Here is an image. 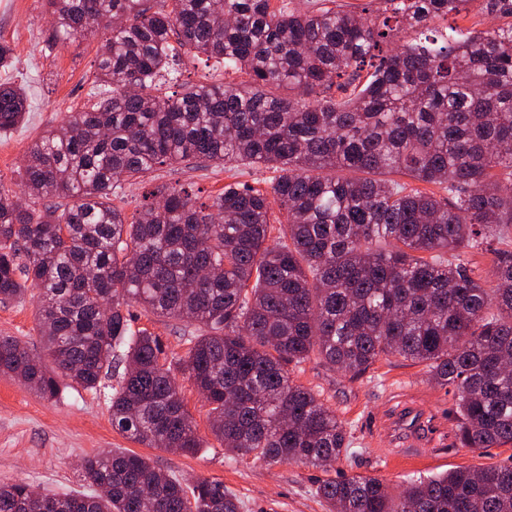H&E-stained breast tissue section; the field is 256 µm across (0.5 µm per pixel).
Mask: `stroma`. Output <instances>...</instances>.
Returning a JSON list of instances; mask_svg holds the SVG:
<instances>
[{
    "mask_svg": "<svg viewBox=\"0 0 512 512\" xmlns=\"http://www.w3.org/2000/svg\"><path fill=\"white\" fill-rule=\"evenodd\" d=\"M49 15L44 0H0V41L8 42L15 55L12 67L0 68V83L23 87L30 103L26 122L0 136V182L17 190L16 198L29 203L19 191L20 170L26 155L42 133L69 113L81 110L94 90L92 80L103 32L88 33L65 47L49 48ZM177 68L182 82L241 81V74L225 72L222 60L196 52H178ZM272 170L237 164L225 170L220 163L161 165L128 186L123 208L133 214L143 195L159 185H183L196 192L199 201H210L228 180L263 187ZM137 327L158 334L169 360L183 357L192 330L189 322L162 317L133 306ZM15 336L31 352L41 349L37 299L0 303V336ZM293 379L320 393L335 409L350 434L351 453L330 468L302 464H266L249 458L234 459L211 433L208 408L192 383L178 377L184 402L206 446L196 455L148 448L121 435L112 425L109 395L111 380L99 390L66 388L53 401L41 399L34 389L0 377V482L21 479L35 490L59 495L84 488L80 462L104 448L132 449L151 458L167 473L185 483L206 478L223 482L242 502V512H326L316 493L320 482L353 475L383 479L391 488L406 481L441 473L458 466L500 464L512 458V445L473 451L455 447L448 420L453 396L427 380L418 365L393 357L376 362L358 377L334 371L311 361L294 372ZM416 400L429 412L440 430L423 450V459L403 457L402 444L387 424L405 400Z\"/></svg>",
    "mask_w": 512,
    "mask_h": 512,
    "instance_id": "35a3bbf8",
    "label": "stroma"
}]
</instances>
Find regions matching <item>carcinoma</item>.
<instances>
[{"instance_id": "obj_1", "label": "carcinoma", "mask_w": 512, "mask_h": 512, "mask_svg": "<svg viewBox=\"0 0 512 512\" xmlns=\"http://www.w3.org/2000/svg\"><path fill=\"white\" fill-rule=\"evenodd\" d=\"M45 2L54 46L109 31L94 71L105 96L29 150L27 194L72 205L37 211L0 188V301L37 291L46 355L0 336V375L52 400L111 372L120 433L195 454L179 371L224 451L325 468L350 454L347 429L291 372L315 358L354 377L397 356L452 392L459 447L512 444V0H479L505 23L467 33L435 22L474 0ZM175 42L248 80L161 93L178 82ZM26 107L0 83L1 134ZM191 160L275 176L226 184L207 207L169 185L130 218L113 204L126 182ZM474 252L495 287L467 268ZM133 303L195 324L187 355L168 363L160 336L133 327ZM83 472L89 490L63 496L1 484L0 512H240L224 483L185 485L131 450H100ZM317 495L327 512H512V460L398 492L327 479Z\"/></svg>"}]
</instances>
